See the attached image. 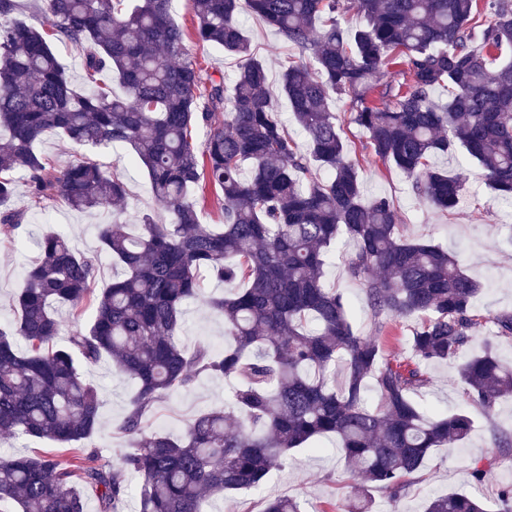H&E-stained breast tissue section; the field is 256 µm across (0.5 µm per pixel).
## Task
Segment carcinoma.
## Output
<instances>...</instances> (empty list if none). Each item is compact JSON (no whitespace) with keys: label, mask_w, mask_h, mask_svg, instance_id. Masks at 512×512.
Returning a JSON list of instances; mask_svg holds the SVG:
<instances>
[{"label":"carcinoma","mask_w":512,"mask_h":512,"mask_svg":"<svg viewBox=\"0 0 512 512\" xmlns=\"http://www.w3.org/2000/svg\"><path fill=\"white\" fill-rule=\"evenodd\" d=\"M189 2L198 41L238 60L230 87L203 77L173 0H46L47 28L18 20V0H0V222L23 220L9 207L22 172L37 208L60 198L76 211L112 210L98 239L121 269L98 290V255L75 252L60 232L38 240L25 288L12 299L14 331L0 328V433L81 452L101 426V402L81 366L108 358L135 384L117 426L132 451L99 465L78 455L71 467L41 453L1 458L0 504L85 512L91 490L100 512H118L133 491L138 512H203L208 495L258 488L292 452H316L333 436L351 477L385 492L393 508L436 450L474 430L467 410L428 412L411 398L428 382V366L455 361L467 402L486 411L512 397V365L493 347L494 338L512 337V310L478 313L483 284L463 270L460 253L407 237L388 199L365 197L328 101L349 98L369 152L433 208L453 209L464 184L431 159L459 151L512 199V60L490 67L512 52V0H489L486 9L480 0ZM243 3L307 55L282 71L307 154L278 118L267 65L238 22ZM350 10L364 19L354 31L338 22ZM55 41L84 49L92 86L72 84ZM394 67L403 75L397 84L385 80ZM103 71L123 94L93 85ZM438 86L448 101L433 100ZM48 132L79 147L130 146L170 223L144 214L130 234L122 177L83 154L55 169L36 149ZM202 182L220 189L224 223H200L190 196ZM342 235L356 243L347 268L364 285L375 332L390 317L421 318L409 357L383 358L379 337L355 334L343 294L324 287L326 258ZM204 272L247 282L207 302L227 328L220 353L179 341L183 306ZM87 305L91 322L58 344L56 307L79 313ZM486 324L494 335L470 352ZM338 364L339 389L331 382ZM203 375L233 381L224 406L189 420L180 438L145 430L151 408ZM491 467L476 458L471 477L482 483ZM262 512L301 509L277 496ZM424 512L485 509L472 494L451 492L429 497Z\"/></svg>","instance_id":"1"}]
</instances>
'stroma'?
Listing matches in <instances>:
<instances>
[{"instance_id":"stroma-1","label":"stroma","mask_w":512,"mask_h":512,"mask_svg":"<svg viewBox=\"0 0 512 512\" xmlns=\"http://www.w3.org/2000/svg\"><path fill=\"white\" fill-rule=\"evenodd\" d=\"M173 17L186 33L185 44L204 74L223 76L232 82L238 65L234 57L221 49L198 42L195 24L186 0H174ZM241 24L247 30L251 47L268 67L269 90L280 117L300 152H307L308 143L296 125L288 100L282 91L281 73L285 60H302V53L283 43L275 32L253 15L241 9ZM329 107L335 111L344 137L347 139L351 159L356 163L360 182L366 197H384L394 205L404 226L406 236L433 240L458 250L464 264L475 278L482 281L485 291L478 300L480 312L512 309V247L505 238L512 231V202L495 195L486 183L483 170L464 153L442 154L435 165L449 174L462 176L464 191L456 208L442 212L419 200L410 180L395 168L384 165L365 149L363 132L350 121L351 105L347 97L331 95ZM91 158L102 169L123 176L127 187L126 213L135 220L145 214L153 215L161 223L168 215L155 202L141 167L134 160L130 147L94 150ZM13 209L24 219L10 232L0 231V327L9 326L14 318L11 302L23 286L24 269L37 256L32 243L34 237L51 231H67L71 244L81 253H94L99 257L97 287L108 286L114 269L110 256L101 251L97 238L98 225L107 223L112 215L106 209L86 212L71 210L62 200L47 201L40 210L30 207L25 189H18L11 201ZM355 249L352 241L335 247L324 267L326 287L341 291L349 300V315L354 329L363 336L371 335V318L365 305L364 288L346 270V258ZM230 288L210 277L201 279V296L187 302L184 326L180 336L188 348L200 344L220 350L224 347V321L203 303L204 298L229 293ZM84 372L97 387L102 401V426L91 449L99 462L118 460L129 452L127 437L116 429L126 411L131 395V383L113 367L110 360L86 366ZM429 383L417 393L418 401L440 413H449L468 407L475 421L473 433L457 447L437 450L428 460L407 496L398 504L399 512H424L426 500L434 494L456 491H474L487 512H494L499 490L512 484V455L502 456L495 448L492 431L496 428L512 430V398L501 399L492 412L467 406L458 380L457 366L442 362L428 369ZM229 384L221 377H203L187 390L171 394L160 403L146 421L147 429H161L172 436H182L186 424L193 416L224 403ZM322 450L314 454L306 450L294 452L284 469L273 471L261 491H243L209 497L203 504L205 512H260L262 501L272 496L295 499L303 512H329L332 505L352 497L355 482L345 472L336 452V441L323 439ZM46 453L61 462H72V449L24 435L0 434V456ZM488 458L494 465L486 481L474 485L470 475V462Z\"/></svg>"}]
</instances>
